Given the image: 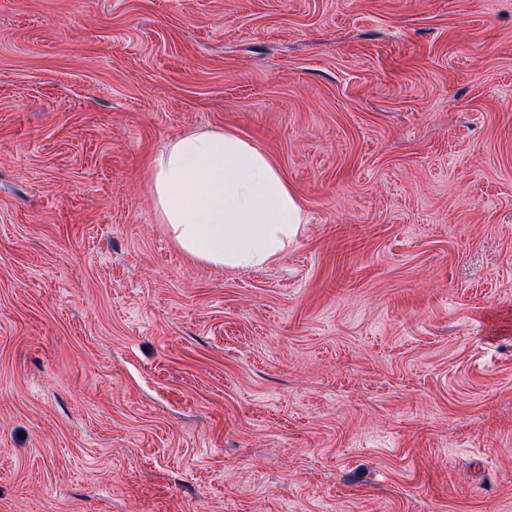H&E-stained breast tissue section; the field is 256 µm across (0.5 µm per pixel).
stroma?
Instances as JSON below:
<instances>
[{
	"mask_svg": "<svg viewBox=\"0 0 512 512\" xmlns=\"http://www.w3.org/2000/svg\"><path fill=\"white\" fill-rule=\"evenodd\" d=\"M203 128L265 268L156 219ZM0 512H512V0H0ZM160 224L190 258L261 269L285 255L307 218L270 157L231 129L187 133L152 164Z\"/></svg>",
	"mask_w": 512,
	"mask_h": 512,
	"instance_id": "stroma-1",
	"label": "stroma"
}]
</instances>
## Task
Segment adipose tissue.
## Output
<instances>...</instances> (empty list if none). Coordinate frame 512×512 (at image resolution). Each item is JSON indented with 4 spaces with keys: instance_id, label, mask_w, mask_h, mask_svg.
<instances>
[{
    "instance_id": "obj_1",
    "label": "adipose tissue",
    "mask_w": 512,
    "mask_h": 512,
    "mask_svg": "<svg viewBox=\"0 0 512 512\" xmlns=\"http://www.w3.org/2000/svg\"><path fill=\"white\" fill-rule=\"evenodd\" d=\"M157 217L190 258L261 269L303 234L305 211L270 157L231 129L187 133L152 164Z\"/></svg>"
}]
</instances>
